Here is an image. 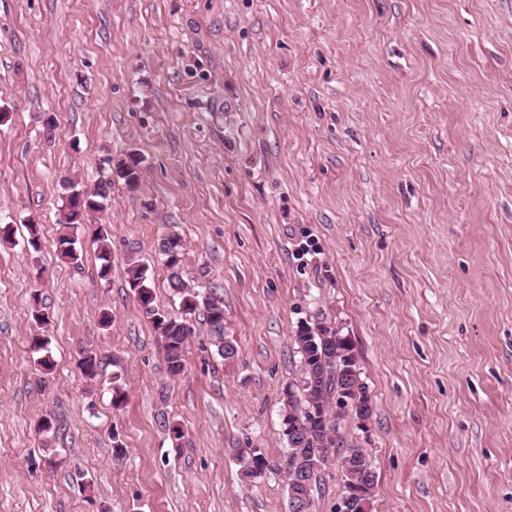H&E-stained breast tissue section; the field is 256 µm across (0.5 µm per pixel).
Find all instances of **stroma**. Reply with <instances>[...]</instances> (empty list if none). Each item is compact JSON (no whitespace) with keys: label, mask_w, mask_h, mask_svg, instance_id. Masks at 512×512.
Returning <instances> with one entry per match:
<instances>
[{"label":"stroma","mask_w":512,"mask_h":512,"mask_svg":"<svg viewBox=\"0 0 512 512\" xmlns=\"http://www.w3.org/2000/svg\"><path fill=\"white\" fill-rule=\"evenodd\" d=\"M0 112V512H289L282 474L243 483L236 451L283 457L302 319L340 326L372 396L345 429L370 512H512V0H0ZM131 151L139 188L113 182L62 261V180L93 190ZM173 230L237 348L197 324L177 376L126 275L138 257L171 309ZM93 245H96L98 259L101 261L98 271L100 280L108 281L112 267V234L109 228L99 224L93 235ZM49 343L50 339L48 336H32L31 338L30 349L32 353L39 354L35 363L43 374H50L54 368L48 347Z\"/></svg>","instance_id":"1"}]
</instances>
